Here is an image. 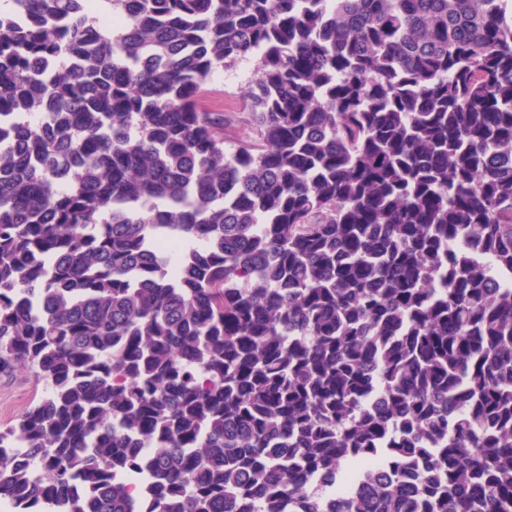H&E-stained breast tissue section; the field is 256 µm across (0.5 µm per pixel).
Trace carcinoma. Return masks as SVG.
<instances>
[{
  "label": "carcinoma",
  "mask_w": 512,
  "mask_h": 512,
  "mask_svg": "<svg viewBox=\"0 0 512 512\" xmlns=\"http://www.w3.org/2000/svg\"><path fill=\"white\" fill-rule=\"evenodd\" d=\"M0 123V502L512 512V0H11ZM257 60L239 61L224 68L201 94V106L212 112H224L226 140L224 149L233 151L239 144L258 140V134L245 108L243 97L248 82L253 78ZM251 78V79H252ZM41 393L42 386L27 371L0 374V428L13 423Z\"/></svg>",
  "instance_id": "obj_1"
}]
</instances>
